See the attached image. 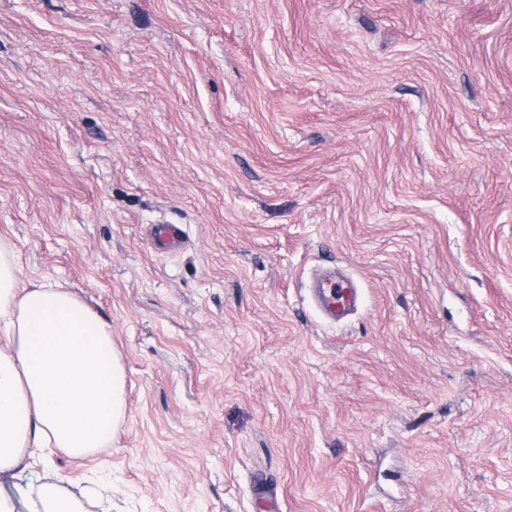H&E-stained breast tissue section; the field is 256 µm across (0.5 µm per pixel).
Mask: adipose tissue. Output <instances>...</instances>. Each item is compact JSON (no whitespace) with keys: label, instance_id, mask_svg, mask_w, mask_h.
Instances as JSON below:
<instances>
[{"label":"adipose tissue","instance_id":"ef3b65f1","mask_svg":"<svg viewBox=\"0 0 512 512\" xmlns=\"http://www.w3.org/2000/svg\"><path fill=\"white\" fill-rule=\"evenodd\" d=\"M21 274L0 245V476L30 449L76 458L109 447L126 409L108 323L64 289L21 287Z\"/></svg>","mask_w":512,"mask_h":512}]
</instances>
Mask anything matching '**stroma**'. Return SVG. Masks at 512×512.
Here are the masks:
<instances>
[{
    "mask_svg": "<svg viewBox=\"0 0 512 512\" xmlns=\"http://www.w3.org/2000/svg\"><path fill=\"white\" fill-rule=\"evenodd\" d=\"M1 243L126 373L5 512H512V0H0ZM152 234L159 248L181 243L185 237L183 225L180 224H155ZM311 296L323 317L330 323L345 321L355 310L358 291L350 280L336 282L331 276L316 279Z\"/></svg>",
    "mask_w": 512,
    "mask_h": 512,
    "instance_id": "stroma-1",
    "label": "stroma"
}]
</instances>
